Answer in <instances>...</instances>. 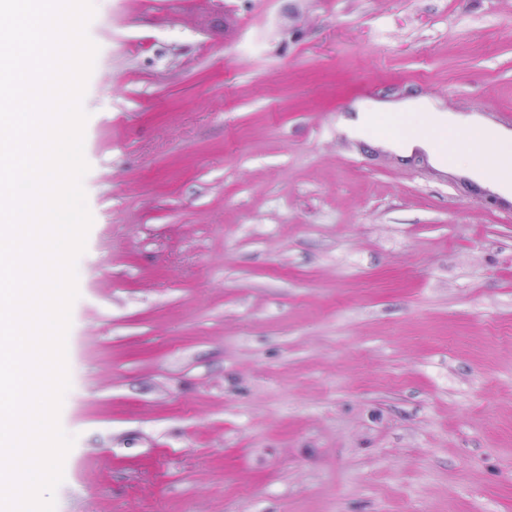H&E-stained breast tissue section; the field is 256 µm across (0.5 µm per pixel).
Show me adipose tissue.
I'll list each match as a JSON object with an SVG mask.
<instances>
[{"label": "adipose tissue", "instance_id": "adipose-tissue-1", "mask_svg": "<svg viewBox=\"0 0 512 512\" xmlns=\"http://www.w3.org/2000/svg\"><path fill=\"white\" fill-rule=\"evenodd\" d=\"M430 104L421 98H407L398 101L381 100L370 105L355 103L350 114L345 115L339 125L338 131L348 138H368L376 117H388L396 112H424ZM441 123L448 129H462L477 131L481 134L488 149L512 146V128L490 123L483 115L471 112H450L442 115ZM385 149L402 155H411L421 151L429 155L431 161L436 165H447L449 170L457 172L462 176L477 183L483 189L492 194L509 197L512 196L511 180H488L481 168L475 161L463 158H444L439 147L418 129L389 138L384 141Z\"/></svg>", "mask_w": 512, "mask_h": 512}]
</instances>
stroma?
I'll return each instance as SVG.
<instances>
[{"instance_id": "stroma-1", "label": "stroma", "mask_w": 512, "mask_h": 512, "mask_svg": "<svg viewBox=\"0 0 512 512\" xmlns=\"http://www.w3.org/2000/svg\"><path fill=\"white\" fill-rule=\"evenodd\" d=\"M55 512H512V217L350 141L512 127V0H93ZM431 104L421 98H407L398 101L381 100L371 105L356 102L345 115L339 125L338 131L347 138L366 139L372 129L374 121L381 117H390L393 112H425ZM373 112H378L377 116ZM441 126L449 130L462 129L477 131L485 140V147L495 150L512 146V129L508 126L490 123L483 115L477 112L461 113L450 112L440 116Z\"/></svg>"}]
</instances>
